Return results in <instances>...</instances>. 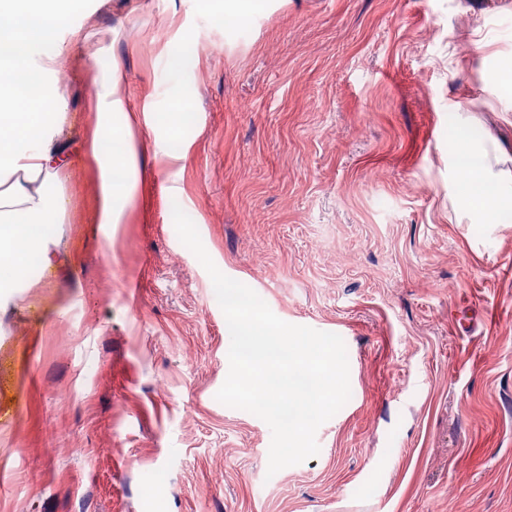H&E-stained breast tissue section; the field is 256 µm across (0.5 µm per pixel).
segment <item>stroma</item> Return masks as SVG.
Listing matches in <instances>:
<instances>
[{
  "label": "stroma",
  "instance_id": "obj_1",
  "mask_svg": "<svg viewBox=\"0 0 512 512\" xmlns=\"http://www.w3.org/2000/svg\"><path fill=\"white\" fill-rule=\"evenodd\" d=\"M73 28L103 51L46 76L69 209L0 302V512H512V223L464 209L448 154L466 127L512 192V94L488 79L512 0H274L246 26L91 0L58 42ZM115 62L152 111L136 142L184 159L141 155L107 236L86 143ZM177 206L223 274L344 340L351 397L315 457L268 475V425L217 401L227 322Z\"/></svg>",
  "mask_w": 512,
  "mask_h": 512
}]
</instances>
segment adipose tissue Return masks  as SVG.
<instances>
[{
    "instance_id": "adipose-tissue-1",
    "label": "adipose tissue",
    "mask_w": 512,
    "mask_h": 512,
    "mask_svg": "<svg viewBox=\"0 0 512 512\" xmlns=\"http://www.w3.org/2000/svg\"><path fill=\"white\" fill-rule=\"evenodd\" d=\"M76 0H0V300L28 277L30 262L46 257L53 236L47 226L63 223L69 200L60 187L68 157L57 135L64 122L62 98L44 84L63 54L40 56L41 44L64 28ZM213 16L244 25L264 13L270 0H203ZM98 122L91 143L97 164L96 215L102 230L121 223L138 184V148L132 128L126 73L112 65L98 80ZM448 151L461 170L467 210L486 224L512 222V194L490 178L488 154L464 129L448 133Z\"/></svg>"
}]
</instances>
